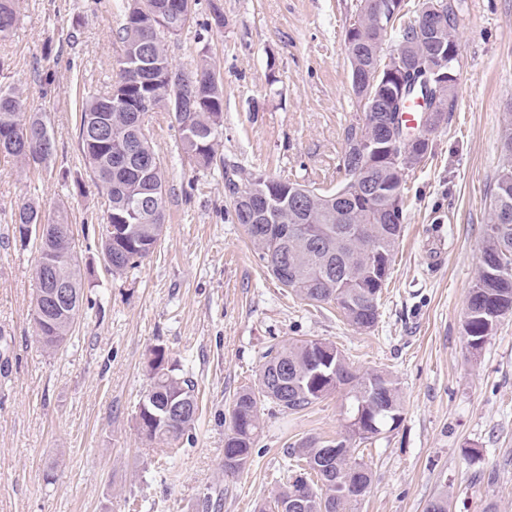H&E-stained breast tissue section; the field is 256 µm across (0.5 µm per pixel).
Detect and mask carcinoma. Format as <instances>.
<instances>
[{
  "label": "carcinoma",
  "mask_w": 512,
  "mask_h": 512,
  "mask_svg": "<svg viewBox=\"0 0 512 512\" xmlns=\"http://www.w3.org/2000/svg\"><path fill=\"white\" fill-rule=\"evenodd\" d=\"M124 20L118 38L129 54L148 44L156 69L162 73L174 69L164 40L176 36L187 23H173L168 33L155 34L147 24L145 10L151 0H122ZM404 0H396L394 11L377 25L373 12L362 8L363 21L355 31L347 30L345 46L351 76L359 77L352 86L356 95L372 93L370 83L378 62L382 61L388 30L394 29ZM19 0H0V41L9 40L15 31ZM457 7L448 3L443 27L432 33L417 31L413 24L399 27L394 53L402 67L414 69L431 58L441 69L459 68ZM193 71L201 77L194 91L188 119L190 127L177 126L182 150L198 168L214 162L224 167V188L232 199V220L242 225L259 259L270 275L301 299L317 304H333L347 323L357 331L373 328L379 317L378 298L389 277L393 252L404 221V186L408 172L419 165L432 147L420 143L411 148L415 161L396 167L389 156L381 154L360 171L362 194L352 200H336V192L308 190L301 197L293 194L300 184L289 179L252 176L241 180V169L217 160L211 140L223 130L224 83L207 60ZM455 85L442 81L438 90L427 84L409 91L415 101L440 93L438 103L443 115L451 111ZM132 100L150 96L148 111L168 110L167 98L142 87L127 84L125 70L110 91L101 95L84 93L80 104L79 145L85 166L108 203L103 221L112 225V241L100 243L101 250L112 252V273L122 275L137 268L154 252L165 224V175L163 163L150 167L138 159L127 158L118 164L114 154L128 141L141 138L139 152L160 158L152 138L135 126L132 112L112 106V93ZM48 126L43 112H27L21 92L0 87V160L14 165H47L55 142L43 148L38 142L41 129ZM104 126L111 133V144L98 142L96 131ZM27 131L23 141L3 134L5 129ZM276 190L286 206L269 214L265 224L252 221L254 199L251 188ZM512 211V165L504 168L490 204L481 248L477 280L470 289L464 312V331L468 347L480 349L490 335L494 322L512 314V223H499V210ZM42 221L40 204L32 199L16 214L17 224ZM39 263L51 264L50 277L63 282L70 301L43 309L44 281H38L32 319L36 335L53 352L71 336L84 302V283L75 255L74 239L47 237L39 243ZM149 387L135 412V423L142 439L177 452L175 445L190 432L198 419L199 405L195 384L180 365L171 360L163 347L151 350L147 362ZM337 390L346 392L347 416L355 424L346 425L345 435L326 441L310 439L288 452L286 481L279 482L259 512H270L271 505L285 501L291 492L303 491L312 502L309 512H356L372 484L371 470L354 456L352 440H367L392 429L401 419L402 405L398 383L380 370L360 373L346 361L338 348L322 340H305L271 346L258 374V383L239 391L228 410L229 426L224 435V474L242 472L249 462L252 446L261 429L260 408L266 402L290 412L303 410ZM334 449L327 457L325 448Z\"/></svg>",
  "instance_id": "1"
}]
</instances>
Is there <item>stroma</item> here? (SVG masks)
Segmentation results:
<instances>
[{
	"instance_id": "obj_1",
	"label": "stroma",
	"mask_w": 512,
	"mask_h": 512,
	"mask_svg": "<svg viewBox=\"0 0 512 512\" xmlns=\"http://www.w3.org/2000/svg\"><path fill=\"white\" fill-rule=\"evenodd\" d=\"M457 2L453 110L406 178L379 318L357 331L268 274L231 220L221 162L323 191L344 181L345 131L363 115L345 35L363 0H198L189 31L166 48L175 66L205 57L224 79L221 162L195 167L170 114L146 115L166 169V221L153 255L122 276L100 255L102 197L78 139L79 91H107L117 78L119 0H21L16 31L0 42V85L20 88L27 111L46 113L55 152L46 168L0 163V512H128L133 499L140 512H199L207 493L220 512H257L287 449L344 431L343 392L298 412L264 404L246 468L224 474L234 395L256 384L271 345L306 339L334 343L400 389L398 425L356 444L372 471L358 512H424L443 491L452 512L490 503L512 512V314L480 350L464 332L490 202L511 162L501 136L512 115V0ZM30 198L48 222L66 215L85 278L87 301L53 353L30 318L38 244L14 238ZM157 346L183 365L200 400L169 471L135 425Z\"/></svg>"
}]
</instances>
